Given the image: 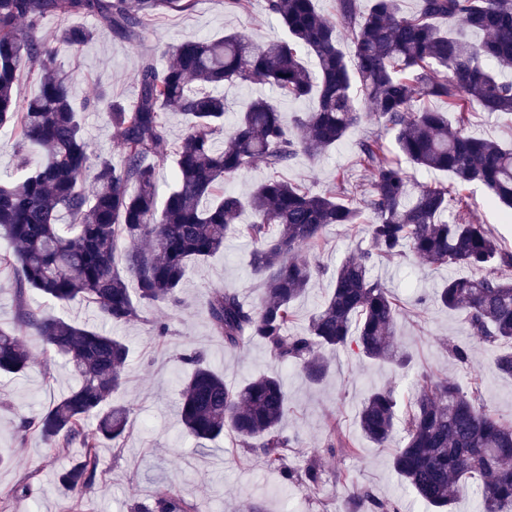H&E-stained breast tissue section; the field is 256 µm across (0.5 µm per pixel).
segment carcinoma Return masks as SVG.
I'll return each mask as SVG.
<instances>
[{
    "instance_id": "obj_1",
    "label": "carcinoma",
    "mask_w": 512,
    "mask_h": 512,
    "mask_svg": "<svg viewBox=\"0 0 512 512\" xmlns=\"http://www.w3.org/2000/svg\"><path fill=\"white\" fill-rule=\"evenodd\" d=\"M197 0H0V129L40 148L35 170L0 181V240L8 244L0 264L12 269L16 323L0 328V374L27 370L25 336L41 337L64 357L78 380L66 396L21 429L37 431L57 448L77 445L82 458L60 473L77 493L98 482L99 449L124 441L130 409L114 396L125 382L126 344L93 327L50 317L28 301L38 291L57 302L80 297L103 319L126 324L144 309L175 306L189 266L224 251L231 233L253 244L249 266L262 282L258 302L245 303L230 289L213 290L204 304L212 334L224 346L263 343L270 355L318 384L330 370L325 351L340 347L373 361L405 368L408 352L396 343L398 301L371 275L381 260L412 256L428 266H462L467 276L448 279L434 302L459 313L470 336L487 346L512 342V250L484 224L472 220L468 201L452 193L484 186L512 213V146L467 133L475 110L512 115V0H419L406 13L400 0H335L331 16L316 0H266V11L284 28L280 40L256 43L240 31L217 39H185L171 47L173 63L145 60L138 94L126 106L105 91L94 107L107 114L123 148L120 166L102 159L83 185L89 143L70 97L69 79L55 65L58 47L77 50L92 31L69 26L53 41L39 34L46 18L100 17L131 41L148 21L193 10ZM349 30L350 56L340 49L338 27ZM480 31L472 42L462 30ZM40 75H34L33 66ZM34 75L38 94L21 103L14 86ZM270 86L313 108L290 118L272 100L258 97L226 123L224 96L209 86ZM437 101L443 110L431 106ZM180 112L187 128L173 147L167 116ZM392 131L399 156L377 137L355 145L370 172L364 207L348 198L341 181L322 193L298 185L283 171L300 156L315 160L346 137L366 113ZM450 175L452 186L427 183L408 188L402 161ZM173 162L174 182L158 202L155 170ZM266 178L246 195L224 184L256 163ZM451 221L441 220L450 206ZM371 214L367 246L336 267L331 288L300 333L288 334L294 303L320 267L302 254L322 240L331 224H358ZM253 220L240 223L244 212ZM180 389V416L192 438L212 440L226 432L256 452L285 483L314 489L320 468H288L293 439L284 435L288 393L282 379L260 374L243 385L202 366L197 353ZM361 434L379 447L402 438L392 467L421 501L449 512L458 486L479 481L481 512H512V422L499 417L481 390H462L453 379L421 374L409 409L398 414L394 390L371 391L358 413ZM328 454H353L354 441L331 425ZM350 498L368 512H399L392 500L344 478ZM133 512H194L170 489Z\"/></svg>"
}]
</instances>
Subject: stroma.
I'll return each mask as SVG.
<instances>
[{
    "label": "stroma",
    "mask_w": 512,
    "mask_h": 512,
    "mask_svg": "<svg viewBox=\"0 0 512 512\" xmlns=\"http://www.w3.org/2000/svg\"><path fill=\"white\" fill-rule=\"evenodd\" d=\"M67 23L94 31L95 37L81 51L60 49L56 66L70 78L72 101L83 109L82 126L93 159L107 158L116 164L121 161V149L106 115L84 107L96 89H105L116 100L134 101L142 57L150 55L159 65H167L171 60L167 46L190 36L214 39L235 28L262 42L282 32L265 12L263 0H252L245 12L225 9L224 0H197L190 12L155 19L134 42L115 36L96 17H73ZM374 135L383 140L390 155H397L393 135L367 117L319 161L296 159L286 176L316 192L341 180L353 191L366 188L368 174L356 160L354 144ZM366 243L365 228L353 230L343 224L327 228L309 254L321 273L296 302L289 333L307 326L337 264ZM248 251L246 241L229 239L223 252L190 267L179 305L151 307L140 320L110 327V334L129 348L126 380L117 397L132 409L130 425L121 448L101 449L102 479L80 502L58 478L60 470L78 459L80 448H56L39 433L18 432L22 418L39 414L77 384L64 360L41 338L27 337L32 357L28 370L0 376V501L8 512H131L133 504L151 503L162 487L194 502L198 512H250L255 505L263 512H348L352 506L344 484L348 478L377 497L401 500L405 512H433L398 479L391 448L377 447L361 435L356 415L370 390L391 387L404 406L417 375L447 376L465 389L479 385L486 404L499 417L512 421V378L496 372L497 348L477 344L460 314L416 303L418 296L433 295L451 273L465 275V268H432L409 259L378 262L375 274L385 280L402 306L396 336L412 355L410 367L402 370L363 360L340 348L330 352V372L322 384L314 386L292 365L275 361L262 343L247 340L229 349L211 334L203 306L212 290L232 289L249 302L260 296V281L250 271ZM158 320L169 327L161 339L153 332ZM452 344L468 350V363L449 357ZM185 352L203 354L206 364L235 386L259 373L283 377L288 415L282 428L298 440L297 447L288 451L287 463L297 471L317 463L322 472L317 489L284 483L260 458L240 448L232 435L199 442L185 433L177 408L187 371L179 356ZM333 423L353 438L356 454L332 457L325 453Z\"/></svg>",
    "instance_id": "35a3bbf8"
}]
</instances>
